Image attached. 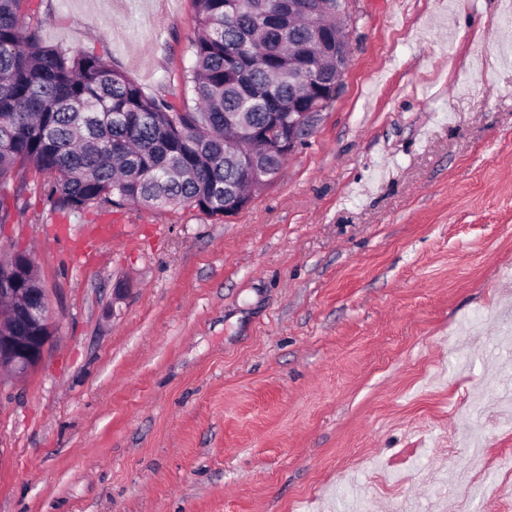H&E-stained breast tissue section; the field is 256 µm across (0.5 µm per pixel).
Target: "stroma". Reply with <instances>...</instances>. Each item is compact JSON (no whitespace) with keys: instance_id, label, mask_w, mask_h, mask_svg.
<instances>
[{"instance_id":"obj_1","label":"stroma","mask_w":512,"mask_h":512,"mask_svg":"<svg viewBox=\"0 0 512 512\" xmlns=\"http://www.w3.org/2000/svg\"><path fill=\"white\" fill-rule=\"evenodd\" d=\"M347 10L341 95L245 210L62 214L26 175L0 257L54 334L0 371V512H512V0ZM25 13L192 104V0Z\"/></svg>"}]
</instances>
